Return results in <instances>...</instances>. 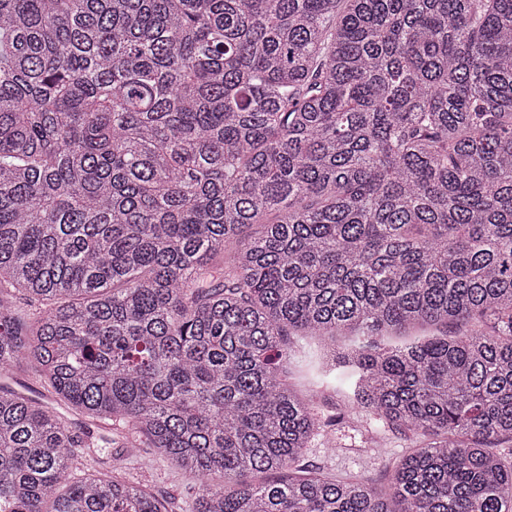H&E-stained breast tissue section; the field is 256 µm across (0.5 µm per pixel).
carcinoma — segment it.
<instances>
[{
	"label": "carcinoma",
	"mask_w": 512,
	"mask_h": 512,
	"mask_svg": "<svg viewBox=\"0 0 512 512\" xmlns=\"http://www.w3.org/2000/svg\"><path fill=\"white\" fill-rule=\"evenodd\" d=\"M345 428L409 451L303 464ZM505 443L512 0H0V512H168L72 480L112 444L193 512H512ZM353 383V378L347 373H338L331 376L321 387L319 392L318 412L324 418L335 417L340 412L341 405L336 396V388L348 390ZM324 438L316 437L308 448L304 463L337 476L364 474L377 481L384 477L385 462L402 455L407 448L396 433H385L367 448H339L332 453L324 448ZM108 464L100 473L112 475L113 465L127 478L139 482L151 494L168 505V512H191L198 489V481L158 455L154 448H141L130 456L125 448H108Z\"/></svg>",
	"instance_id": "cac0c4a2"
}]
</instances>
